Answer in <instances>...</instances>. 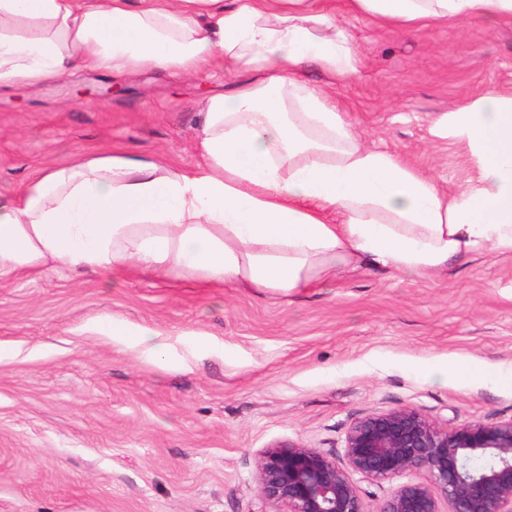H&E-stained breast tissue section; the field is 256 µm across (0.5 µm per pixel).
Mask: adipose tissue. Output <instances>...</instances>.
<instances>
[{
	"label": "adipose tissue",
	"instance_id": "1",
	"mask_svg": "<svg viewBox=\"0 0 512 512\" xmlns=\"http://www.w3.org/2000/svg\"><path fill=\"white\" fill-rule=\"evenodd\" d=\"M405 30L512 20V0H345ZM361 59L316 0H0V85L37 87L70 70L235 76L207 100L203 164L187 170L109 150L39 170L0 200V280L123 267L292 296L358 263L407 276L512 253V89L435 123L466 144L478 174L450 193L411 163L365 145L329 94Z\"/></svg>",
	"mask_w": 512,
	"mask_h": 512
}]
</instances>
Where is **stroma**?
<instances>
[{
  "instance_id": "obj_1",
  "label": "stroma",
  "mask_w": 512,
  "mask_h": 512,
  "mask_svg": "<svg viewBox=\"0 0 512 512\" xmlns=\"http://www.w3.org/2000/svg\"><path fill=\"white\" fill-rule=\"evenodd\" d=\"M331 5L361 56L336 85L345 119L448 190L475 177L432 129L512 87V22L406 31ZM228 86L219 68L1 85L0 200L104 149L195 168L206 96ZM399 408L441 428L512 419V254L413 278L365 263L293 297L125 270L0 281V512H258L263 449L339 458L357 419Z\"/></svg>"
}]
</instances>
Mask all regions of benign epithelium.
Instances as JSON below:
<instances>
[{"mask_svg":"<svg viewBox=\"0 0 512 512\" xmlns=\"http://www.w3.org/2000/svg\"><path fill=\"white\" fill-rule=\"evenodd\" d=\"M345 464L294 443L263 450L261 498L283 512H365L357 479L393 480L422 469L427 482L398 484L379 512H512V419L440 428L410 408L366 415L349 429Z\"/></svg>","mask_w":512,"mask_h":512,"instance_id":"1","label":"benign epithelium"}]
</instances>
